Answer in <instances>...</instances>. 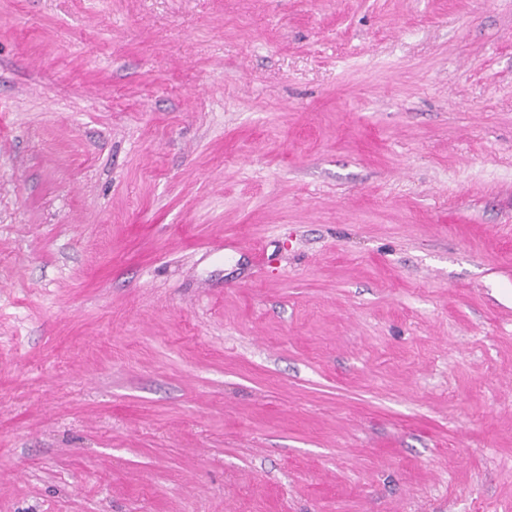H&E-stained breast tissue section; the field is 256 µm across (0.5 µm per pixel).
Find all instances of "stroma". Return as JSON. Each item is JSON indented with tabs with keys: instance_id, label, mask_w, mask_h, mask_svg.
Masks as SVG:
<instances>
[{
	"instance_id": "obj_1",
	"label": "stroma",
	"mask_w": 512,
	"mask_h": 512,
	"mask_svg": "<svg viewBox=\"0 0 512 512\" xmlns=\"http://www.w3.org/2000/svg\"><path fill=\"white\" fill-rule=\"evenodd\" d=\"M0 512H512V0H0Z\"/></svg>"
}]
</instances>
